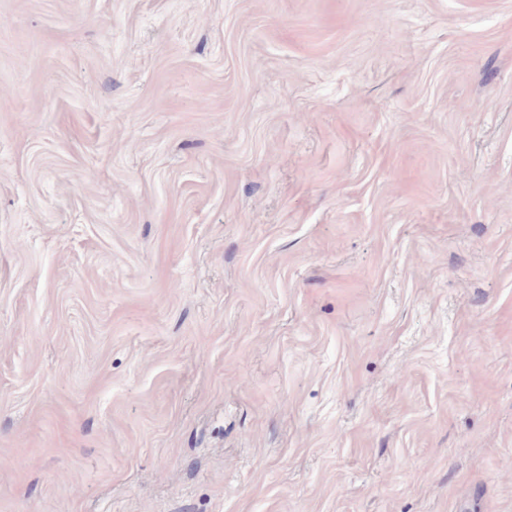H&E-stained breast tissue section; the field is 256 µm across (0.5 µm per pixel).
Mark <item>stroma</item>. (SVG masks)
I'll return each mask as SVG.
<instances>
[{"mask_svg": "<svg viewBox=\"0 0 512 512\" xmlns=\"http://www.w3.org/2000/svg\"><path fill=\"white\" fill-rule=\"evenodd\" d=\"M0 512H512V0H0Z\"/></svg>", "mask_w": 512, "mask_h": 512, "instance_id": "35a3bbf8", "label": "stroma"}]
</instances>
